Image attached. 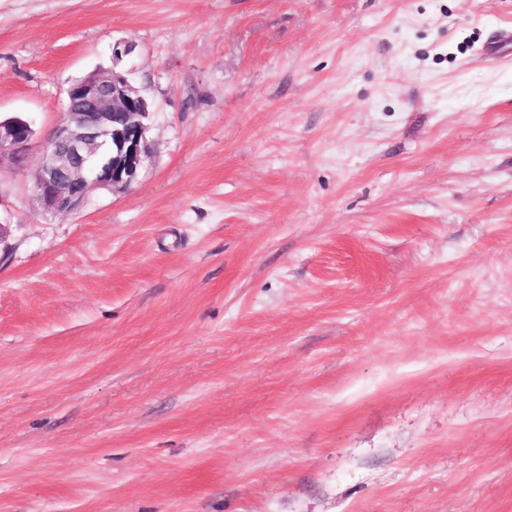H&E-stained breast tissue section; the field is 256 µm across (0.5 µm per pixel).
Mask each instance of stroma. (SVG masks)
Instances as JSON below:
<instances>
[{
  "mask_svg": "<svg viewBox=\"0 0 512 512\" xmlns=\"http://www.w3.org/2000/svg\"><path fill=\"white\" fill-rule=\"evenodd\" d=\"M506 33L512 0H0L36 132L0 171V512H512ZM97 69L149 156L44 211Z\"/></svg>",
  "mask_w": 512,
  "mask_h": 512,
  "instance_id": "1",
  "label": "stroma"
}]
</instances>
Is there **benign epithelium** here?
I'll return each instance as SVG.
<instances>
[{
	"label": "benign epithelium",
	"mask_w": 512,
	"mask_h": 512,
	"mask_svg": "<svg viewBox=\"0 0 512 512\" xmlns=\"http://www.w3.org/2000/svg\"><path fill=\"white\" fill-rule=\"evenodd\" d=\"M66 119L45 141L34 198L45 210L65 214L84 200L89 186L126 189L148 157L147 98L115 70L92 72L66 89ZM34 138L27 120L0 119V168L24 165Z\"/></svg>",
	"instance_id": "1"
}]
</instances>
